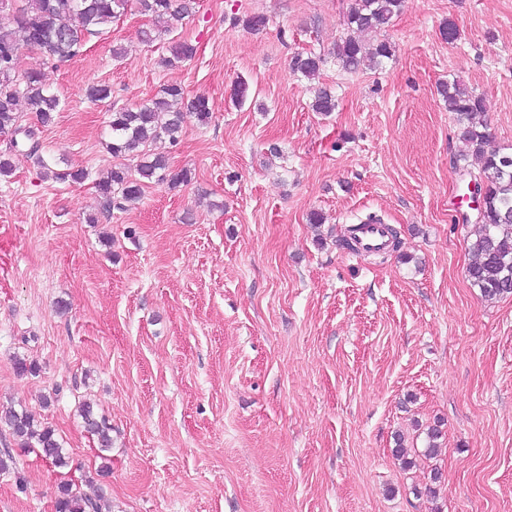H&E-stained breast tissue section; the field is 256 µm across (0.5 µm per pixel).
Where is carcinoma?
<instances>
[{"label": "carcinoma", "instance_id": "obj_1", "mask_svg": "<svg viewBox=\"0 0 512 512\" xmlns=\"http://www.w3.org/2000/svg\"><path fill=\"white\" fill-rule=\"evenodd\" d=\"M139 13L151 18L152 27L142 31L143 40L152 43L171 32L179 21L191 15L195 0H135ZM129 0H7L0 3V16L8 19L0 23V133L21 134L29 142V153L36 157L45 174L59 180L80 182L87 178L83 169L65 173L52 171L41 153L42 145L36 129L20 124V105L35 113L42 125L51 122L53 113L59 111L61 99L49 92L40 73L21 71L17 54L18 45L25 43L45 51L60 61L77 57L87 37L102 33L120 15L124 14ZM402 0H355L346 16V26L351 35L341 40L334 51L335 62L352 72L364 62L378 67L383 60L393 56L394 48L385 39H378L370 51H365L354 34H378L388 27L400 13ZM171 57L166 63L173 66L190 60L195 47L186 41H173L169 47ZM327 64V57L309 52L299 54L292 62L293 71L312 80ZM448 102V111L456 115L459 139L464 145L462 160L473 155L479 159V174L486 178L485 205L480 231L471 250L475 260L467 273L471 285L481 298L494 300L512 294V164H503L504 155L485 149L488 132L485 123L487 101L473 93L458 80L440 86ZM313 109L328 114L336 109L332 92L319 87L315 90ZM192 113L204 125L211 118L208 98L196 96L187 99L176 84L163 88L162 94L134 109L123 108L112 112L110 140L107 148L115 157L152 142L167 141L174 144L182 132L184 115ZM167 157L161 152L143 153L135 168L116 165L107 176L96 182L104 207L122 209L125 204L138 200L143 186L159 184L166 178ZM85 431L95 436L100 450L112 448V428L105 418L94 413L93 407L80 408ZM9 434L22 448H35L40 456L57 467L67 465L63 447L55 430L38 424L35 417L24 408L10 405L0 408V432ZM440 431L428 432L426 448L413 453L404 447V436L396 435L395 456L406 468L417 464V457L432 458L438 451ZM55 512H101L97 500L73 488L71 483L58 486Z\"/></svg>", "mask_w": 512, "mask_h": 512}]
</instances>
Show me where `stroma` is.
I'll return each instance as SVG.
<instances>
[{
    "instance_id": "obj_1",
    "label": "stroma",
    "mask_w": 512,
    "mask_h": 512,
    "mask_svg": "<svg viewBox=\"0 0 512 512\" xmlns=\"http://www.w3.org/2000/svg\"><path fill=\"white\" fill-rule=\"evenodd\" d=\"M352 2L198 0L149 45L131 10L68 61L19 45L62 99L49 124H23L55 170L88 176L43 178L18 149L0 178V403L69 456L59 468L0 434L14 458L0 512H54L64 480L105 512H512V295L485 301L468 280L479 165L459 161L437 91L457 79L484 96L489 146L512 154V0H404L383 65L295 74L294 55L346 37ZM172 40L195 56L165 66ZM93 83L111 97L88 99ZM169 84L206 96L210 121L186 114L179 143L157 146L170 181L104 211L97 179L138 161L107 149L113 111ZM318 86L331 114L311 109ZM371 214L397 251L346 247ZM85 402L112 426L109 451ZM435 425L438 456L403 469L395 434L421 449ZM79 415L82 418L85 431L96 437L100 450L110 449L112 447V428L105 418L95 414L90 404L82 405Z\"/></svg>"
}]
</instances>
